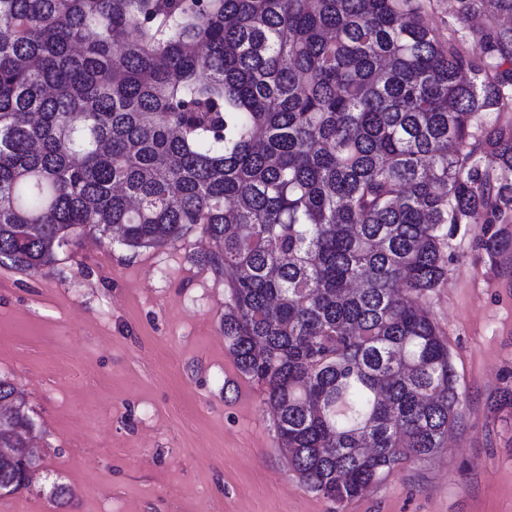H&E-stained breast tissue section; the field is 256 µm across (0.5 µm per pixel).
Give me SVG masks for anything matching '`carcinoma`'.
<instances>
[{
  "mask_svg": "<svg viewBox=\"0 0 512 512\" xmlns=\"http://www.w3.org/2000/svg\"><path fill=\"white\" fill-rule=\"evenodd\" d=\"M457 4L445 38L416 0H0V261L197 228L307 489L433 456L460 393L415 298L462 224L512 274V0ZM35 428L0 378L1 486Z\"/></svg>",
  "mask_w": 512,
  "mask_h": 512,
  "instance_id": "1",
  "label": "carcinoma"
}]
</instances>
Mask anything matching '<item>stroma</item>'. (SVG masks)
Here are the masks:
<instances>
[{"label":"stroma","instance_id":"1","mask_svg":"<svg viewBox=\"0 0 512 512\" xmlns=\"http://www.w3.org/2000/svg\"><path fill=\"white\" fill-rule=\"evenodd\" d=\"M461 225L418 298L448 343L461 403L445 448L336 502L289 468L261 386L224 339V280L198 230L129 250L95 236L56 264H0V377L24 392L46 469L9 512H512V277ZM70 486L61 503L52 483Z\"/></svg>","mask_w":512,"mask_h":512}]
</instances>
